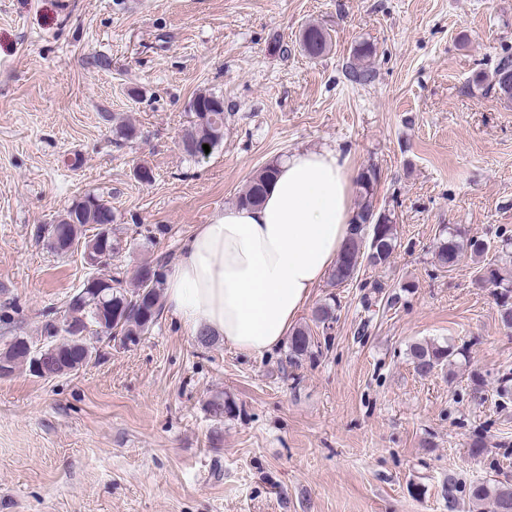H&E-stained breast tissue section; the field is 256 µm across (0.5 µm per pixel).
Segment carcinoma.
<instances>
[{"instance_id": "cac0c4a2", "label": "carcinoma", "mask_w": 512, "mask_h": 512, "mask_svg": "<svg viewBox=\"0 0 512 512\" xmlns=\"http://www.w3.org/2000/svg\"><path fill=\"white\" fill-rule=\"evenodd\" d=\"M300 48L309 57L315 59L331 48L330 34L320 25L310 23L300 35ZM373 55V48L367 42H360L354 47L352 62L348 66L347 76L355 83H367L372 79L373 71L366 61ZM487 84L486 90L494 92L504 101H512V55L502 56L491 74L479 78ZM197 111L192 113L190 124L182 132L183 141L193 146L186 150V155L195 157L202 145L215 149L224 139V97L214 92H200L192 99ZM277 164L264 166L249 182L246 189L238 196L237 203L242 206H257L266 192L267 182L275 175ZM377 172L370 168L360 175V185L366 200L356 211L353 234L348 247L336 261L329 278V286L340 287L353 279L362 264L370 267H383L390 259L397 246L396 225L391 213L377 211L368 200L377 183ZM67 221L61 224L70 240L66 248H52L57 255H66L74 251L80 242H89L86 226L110 225L112 237L106 240L105 250L114 252L127 246L128 240L117 233L112 226L115 221L112 206L101 197L87 194L74 200L65 211ZM474 254L487 251L486 240L468 237L460 230H455L445 239L440 240L435 252L437 264L450 268L459 260L464 247ZM108 276L114 286L112 293L99 300L86 285H81L66 301L65 318L71 321L66 326L59 324L57 312L45 314L40 342H33L26 336L15 332L17 309L10 303L0 306V365L9 368V374L25 367L33 369L34 358L41 359L45 378L58 377L60 364H65L76 373L91 359L88 350L78 338L77 332L87 330L96 335V328L112 325V328L99 337L98 342L110 344L115 342L123 348L136 346L143 336L149 334L157 324L162 310L161 297L164 290V263L160 260L144 262L137 266L131 279H126L125 271L119 265L112 264L109 256L100 258L98 265L89 273V278ZM485 288L494 289L501 323L512 328V289L505 286L498 269L486 267L478 278ZM336 298L318 305L313 313L312 322L321 329L324 343H329L328 331L336 321ZM314 336L308 326H301L291 331L288 337V363L295 365L303 356L313 354V349L322 343ZM458 351L449 345L435 343L417 344L411 348L412 363L415 372L421 377H428L435 371L451 363V358ZM208 410L215 418L233 416L237 412L235 401L216 397L209 403ZM469 496L475 500L491 499L493 512H512V486L497 483H476L469 488Z\"/></svg>"}]
</instances>
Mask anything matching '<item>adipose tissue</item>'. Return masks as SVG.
Wrapping results in <instances>:
<instances>
[{
  "instance_id": "adipose-tissue-1",
  "label": "adipose tissue",
  "mask_w": 512,
  "mask_h": 512,
  "mask_svg": "<svg viewBox=\"0 0 512 512\" xmlns=\"http://www.w3.org/2000/svg\"><path fill=\"white\" fill-rule=\"evenodd\" d=\"M352 177L340 151H299L259 206L231 205L198 225L166 274V308L184 331L250 356L279 346L345 247Z\"/></svg>"
}]
</instances>
